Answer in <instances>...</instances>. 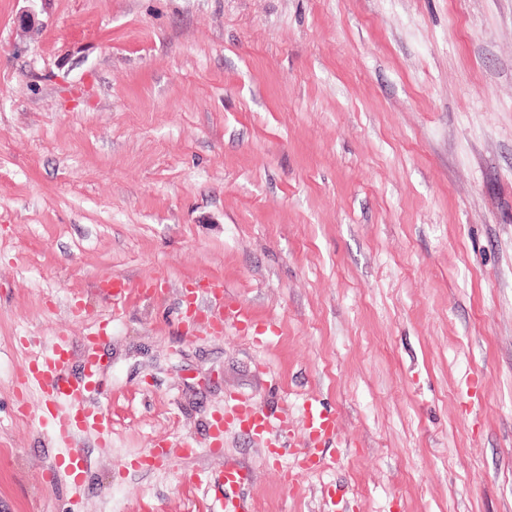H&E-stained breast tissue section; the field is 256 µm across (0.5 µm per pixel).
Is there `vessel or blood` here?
<instances>
[{"mask_svg":"<svg viewBox=\"0 0 512 512\" xmlns=\"http://www.w3.org/2000/svg\"><path fill=\"white\" fill-rule=\"evenodd\" d=\"M96 287L103 289L110 298L114 308H122L130 302V288L126 280L103 276L96 280ZM203 293L215 302V312L221 320L235 324H249L253 321L250 311L239 305L224 302V282L220 279L209 281ZM69 362V351L65 345H57L51 354L30 359L22 372V388L37 387L45 396L42 409L46 421L52 427L54 441L67 448L66 456L51 464L46 472L48 481H56L59 475L77 479L84 474L88 460L77 448L75 436L81 431H92L101 438L109 439L112 435V420L104 408H86L85 398L97 392L96 375L101 366L100 358L89 356L84 370L77 379H70L65 374ZM234 427L249 436L263 441L270 447H281V437L286 429V420L269 413L265 407L257 404L242 403L235 406L230 414L213 418L209 433L213 447H220V437L225 427ZM304 427L307 436L308 456L320 454V447L326 439L335 436L337 419L335 413L318 404H309L304 413ZM251 479L248 467L231 465L208 481L211 489H221V512H249V507L240 496L239 490Z\"/></svg>","mask_w":512,"mask_h":512,"instance_id":"obj_1","label":"vessel or blood"}]
</instances>
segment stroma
I'll return each mask as SVG.
<instances>
[{"mask_svg": "<svg viewBox=\"0 0 512 512\" xmlns=\"http://www.w3.org/2000/svg\"><path fill=\"white\" fill-rule=\"evenodd\" d=\"M107 317L76 492L16 378ZM241 400L285 448L211 451ZM231 460L255 512H512V0H0V512H199ZM94 284L96 288L103 289L110 298L114 311L130 304V288L126 280L118 277L103 276L97 279ZM197 291L202 292L208 298L215 301V312L222 321L244 325L254 321L251 312L244 309L241 305L224 306V281L222 279H213L204 288L197 289ZM304 427L308 445L305 451L309 457H317L320 454L319 446L326 439L336 436V413L324 409L321 405L310 403L305 408Z\"/></svg>", "mask_w": 512, "mask_h": 512, "instance_id": "obj_1", "label": "stroma"}]
</instances>
